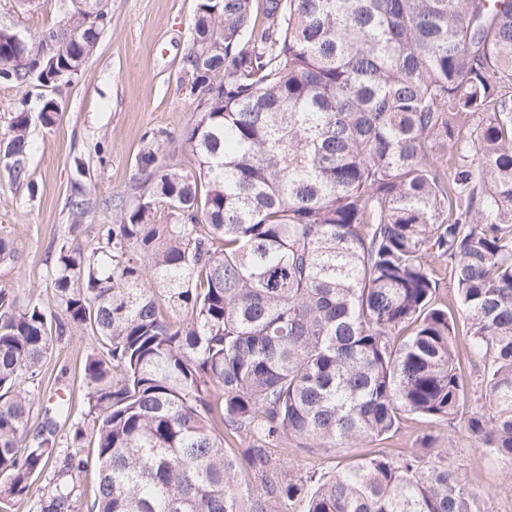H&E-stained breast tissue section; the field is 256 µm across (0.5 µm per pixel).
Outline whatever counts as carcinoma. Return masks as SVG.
<instances>
[{"mask_svg": "<svg viewBox=\"0 0 512 512\" xmlns=\"http://www.w3.org/2000/svg\"><path fill=\"white\" fill-rule=\"evenodd\" d=\"M33 38L0 25V81L70 83L112 17L80 7ZM71 40L47 54V40ZM183 69L198 176L148 177L101 245L65 246L48 315L0 289V492L52 472L39 512H480L471 480L425 437L359 456L310 491L267 483L265 444L361 447L406 413L459 421L512 463V0H199ZM59 106L43 102L44 126ZM26 102L0 162L26 177ZM164 199L174 222L157 224ZM453 298H440L442 276ZM90 329V460L56 455L68 398L29 432L52 333ZM483 364L480 381L464 370ZM253 438L245 460L224 434Z\"/></svg>", "mask_w": 512, "mask_h": 512, "instance_id": "cac0c4a2", "label": "carcinoma"}]
</instances>
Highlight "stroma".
<instances>
[{
  "label": "stroma",
  "mask_w": 512,
  "mask_h": 512,
  "mask_svg": "<svg viewBox=\"0 0 512 512\" xmlns=\"http://www.w3.org/2000/svg\"><path fill=\"white\" fill-rule=\"evenodd\" d=\"M112 17L95 53L71 84L54 89L0 82V134L7 132L19 100H27L35 149L24 180L0 163V234L13 239L14 261L0 263V289L19 304L39 298L53 310L51 269L60 246L91 251L98 247L100 225L115 223L112 204H132L134 186L146 174L138 160L154 146L167 164L192 173L181 152L183 134L195 123L196 97L183 69L198 0H104ZM58 0H0V23L32 37L59 20ZM55 99L60 117L43 127L42 98ZM99 343L86 329L52 337L30 427L38 429L43 409L54 394L72 396L71 419L59 426V454H68L75 429H82L83 452H91V423L86 420L82 367ZM448 451L461 475L473 479L481 512H512V464L482 455L461 424L404 416L388 437L366 449L307 454L295 444L272 449L264 475L243 473L251 493L265 483L295 479L315 487L337 467L367 451L396 457L417 451L425 436Z\"/></svg>",
  "instance_id": "obj_1"
}]
</instances>
